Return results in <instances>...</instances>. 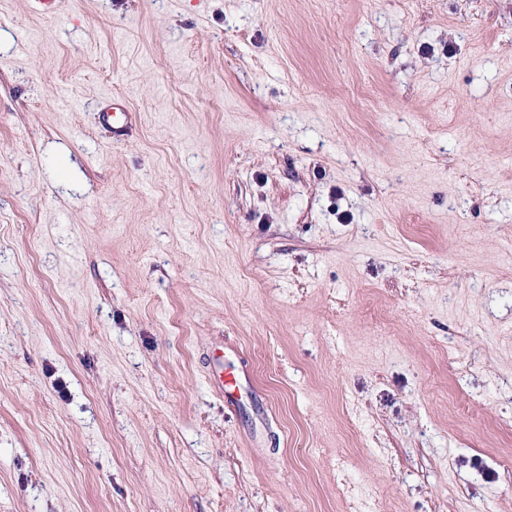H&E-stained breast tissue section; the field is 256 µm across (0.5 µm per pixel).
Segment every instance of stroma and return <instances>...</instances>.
Here are the masks:
<instances>
[{"instance_id": "35a3bbf8", "label": "stroma", "mask_w": 512, "mask_h": 512, "mask_svg": "<svg viewBox=\"0 0 512 512\" xmlns=\"http://www.w3.org/2000/svg\"><path fill=\"white\" fill-rule=\"evenodd\" d=\"M0 512H512V0H0ZM99 125L113 139L126 136L132 127V112H129L124 100L106 96L98 116ZM212 374L220 391L224 394V399L231 401V397L240 385V375L230 368L224 370V361L220 358H217Z\"/></svg>"}]
</instances>
